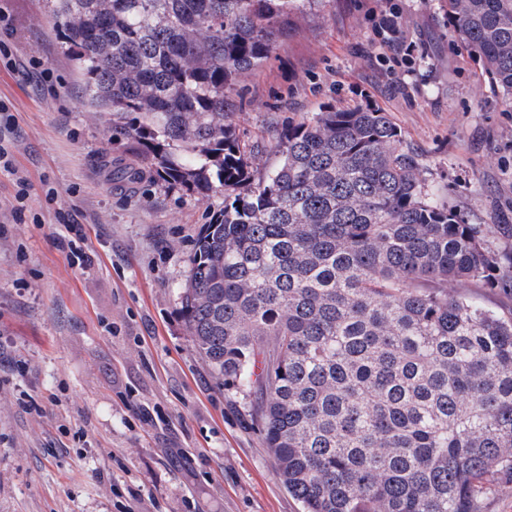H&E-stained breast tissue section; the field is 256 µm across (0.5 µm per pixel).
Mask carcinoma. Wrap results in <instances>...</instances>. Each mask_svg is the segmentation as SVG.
<instances>
[{
  "label": "carcinoma",
  "instance_id": "cac0c4a2",
  "mask_svg": "<svg viewBox=\"0 0 512 512\" xmlns=\"http://www.w3.org/2000/svg\"><path fill=\"white\" fill-rule=\"evenodd\" d=\"M316 0H54L92 112L162 179L224 190L181 305L302 512H482L512 474V240L426 189L387 113L325 108L241 150L230 94ZM512 96V0H447ZM455 292L466 294L504 316H508L512 309V295L509 288H456Z\"/></svg>",
  "mask_w": 512,
  "mask_h": 512
}]
</instances>
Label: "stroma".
Masks as SVG:
<instances>
[{
	"label": "stroma",
	"instance_id": "35a3bbf8",
	"mask_svg": "<svg viewBox=\"0 0 512 512\" xmlns=\"http://www.w3.org/2000/svg\"><path fill=\"white\" fill-rule=\"evenodd\" d=\"M318 0L234 94L237 132L273 164L278 131L326 107L388 113L425 183L470 224L512 227V100L448 26L445 0ZM52 0H0L16 65L12 208L0 169V512H301L248 406L193 348L188 257L224 194L162 180L81 103ZM416 42L394 66V38ZM42 57L41 81L26 62ZM117 167L134 177L116 180Z\"/></svg>",
	"mask_w": 512,
	"mask_h": 512
}]
</instances>
